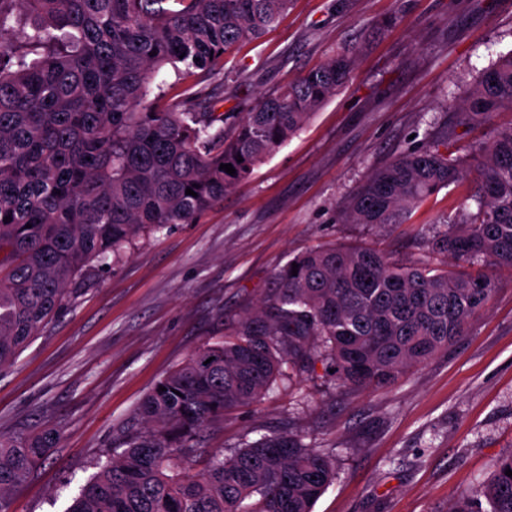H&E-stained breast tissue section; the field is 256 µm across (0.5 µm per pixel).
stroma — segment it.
<instances>
[{"label":"stroma","mask_w":512,"mask_h":512,"mask_svg":"<svg viewBox=\"0 0 512 512\" xmlns=\"http://www.w3.org/2000/svg\"><path fill=\"white\" fill-rule=\"evenodd\" d=\"M345 48L355 52L349 81L250 179L194 223L143 233L0 370V434H60L10 512H65L122 432L138 429L152 387L254 308L277 268L326 245L417 260L416 230L473 188L468 179L441 190L386 229L340 217L374 170L439 132L479 73L512 50V0H291L212 78L225 128ZM490 274L496 289L467 336L395 387L347 390L319 361L225 415L207 447L286 427L339 450V477L313 512H448L512 452V271Z\"/></svg>","instance_id":"35a3bbf8"}]
</instances>
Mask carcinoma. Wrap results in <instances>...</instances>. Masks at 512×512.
Here are the masks:
<instances>
[{
	"mask_svg": "<svg viewBox=\"0 0 512 512\" xmlns=\"http://www.w3.org/2000/svg\"><path fill=\"white\" fill-rule=\"evenodd\" d=\"M290 2L0 0V369L97 264L121 258L147 229L195 222L347 83L349 49L262 95L224 133L199 73L222 74L224 55L260 38ZM169 69L183 85L174 96L162 79ZM506 109L512 51L481 74L427 148L372 172L341 211L347 224H405L471 164L476 186L460 218L446 216L423 236L429 253L465 271L362 247L289 260L252 311L152 388L139 407L143 430L123 435L122 451L66 512H313L337 478L336 449L311 448L300 433L217 449L200 475L189 464L224 413L318 360L342 387H389L467 335L495 288L483 269L512 270V123H492ZM475 124L490 127L488 141L468 162L448 156L456 128ZM58 443L51 429L0 434V512ZM508 469L512 453L448 512H512Z\"/></svg>",
	"mask_w": 512,
	"mask_h": 512,
	"instance_id": "1",
	"label": "carcinoma"
}]
</instances>
